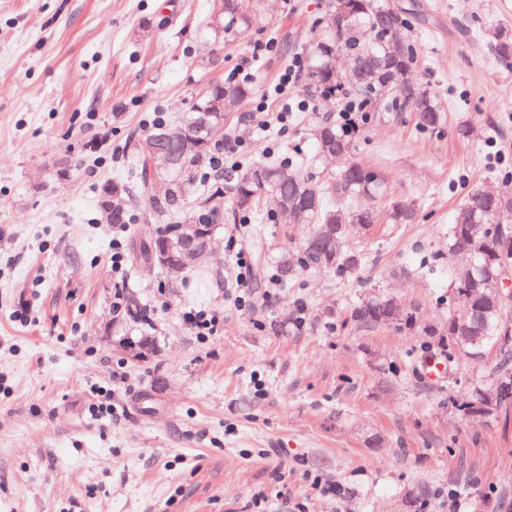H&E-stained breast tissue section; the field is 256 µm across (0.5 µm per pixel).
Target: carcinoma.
Segmentation results:
<instances>
[{"mask_svg": "<svg viewBox=\"0 0 512 512\" xmlns=\"http://www.w3.org/2000/svg\"><path fill=\"white\" fill-rule=\"evenodd\" d=\"M422 17L416 3L409 9L393 11L380 0H329L319 22V37L310 51L305 84L327 97L348 84L369 109L410 112L418 129L439 128L442 113L435 98L407 78L417 65L418 50L399 40L401 29L410 20ZM204 26L228 44L252 29L272 26V21L265 12L264 0H214ZM494 50L500 59H512V29L496 31ZM339 54L349 60L346 76L336 71ZM252 94L246 84H214L186 117L159 121L136 140L135 153L142 172H147V161L159 160L168 183L164 195L149 197V203L169 223L140 240L132 253V262L141 272L178 275L195 266L193 262L188 266L166 265L159 255L166 249H180L181 228L192 224L200 225L203 239L210 240L213 232L230 219L224 209L226 191L241 210L258 208L274 218L286 207L306 226L299 248L278 259L282 281H293L308 269L355 274L367 263V254L346 246L345 239L353 225L370 230L378 220L377 214L330 204L327 198L380 195L383 180L375 171L351 160L350 133L331 119L316 121L311 136L318 156L342 163L337 180L318 183L287 164L260 163L242 172L225 173V188L204 189L196 194L192 206H186L193 171L211 161L217 135L224 132L232 114L240 111ZM127 193L126 184H112V223L116 225L130 223L129 209L121 202ZM388 209L401 223L411 222L417 215L415 203L406 199L388 200ZM448 261L456 263L455 287L448 293V306L462 302L461 313H452L439 323H427L415 306L372 291L350 309L345 322L358 331L392 327L411 336H428L450 359H479L488 346L499 345L500 358L491 387L473 391L456 405L468 417L494 420L507 416L512 395L502 397L497 385L512 380V307L483 281L503 263L512 264V175L493 197L479 190L467 194L448 227Z\"/></svg>", "mask_w": 512, "mask_h": 512, "instance_id": "cac0c4a2", "label": "carcinoma"}]
</instances>
